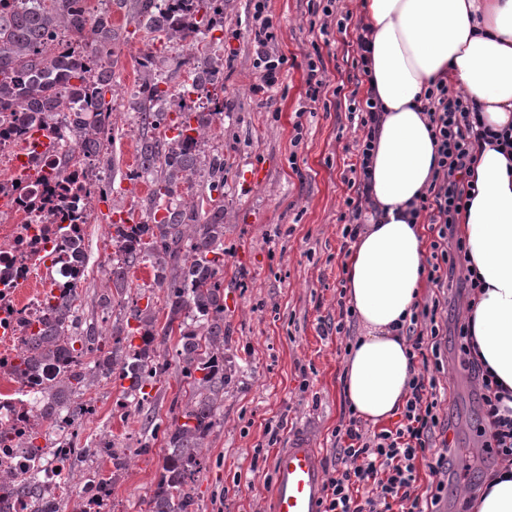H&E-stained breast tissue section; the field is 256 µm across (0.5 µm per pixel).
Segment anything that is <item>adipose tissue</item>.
I'll return each mask as SVG.
<instances>
[{
    "label": "adipose tissue",
    "instance_id": "obj_1",
    "mask_svg": "<svg viewBox=\"0 0 512 512\" xmlns=\"http://www.w3.org/2000/svg\"><path fill=\"white\" fill-rule=\"evenodd\" d=\"M369 87L383 107L370 159L372 209L345 259L359 334L344 359L345 396L377 425L403 408L411 378L404 330L424 285L426 247L413 208L435 174L419 99L431 81L463 87L488 128L512 125V0H362ZM477 193L458 220L483 286L468 313L475 356L512 390V154L482 145Z\"/></svg>",
    "mask_w": 512,
    "mask_h": 512
}]
</instances>
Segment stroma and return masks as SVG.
I'll return each mask as SVG.
<instances>
[{
	"instance_id": "obj_1",
	"label": "stroma",
	"mask_w": 512,
	"mask_h": 512,
	"mask_svg": "<svg viewBox=\"0 0 512 512\" xmlns=\"http://www.w3.org/2000/svg\"><path fill=\"white\" fill-rule=\"evenodd\" d=\"M265 7L280 23L276 51L287 58L274 88L254 89L260 69L248 28L252 0H224L217 32L224 118L212 126L207 147L224 152V289L234 295L233 308L224 312V346L237 371L224 390V423L211 438L195 485L198 512H269L279 449L303 437L319 449L324 469H332L336 427L348 414L341 381L347 339L337 334L336 323L349 249L340 215L351 194L346 164L356 143L336 89L352 90L360 76L355 28L363 23L361 0H265ZM344 16L352 29L341 34L335 23ZM112 20L128 38L112 70L117 99L107 148L116 159L114 190L92 202L78 299L81 322L106 335L121 313L96 302L108 286L105 260L114 251L108 215L142 221L151 190L135 177L140 131L131 95L144 77L139 62L153 45L123 10L113 9ZM312 61L329 87L315 102L306 83ZM250 173L258 176L251 185L245 182ZM441 358L439 387L447 395L441 417L454 445L468 450L469 480L477 486L493 466L477 436V395L456 362L453 337L443 338ZM85 398L96 413L85 421L81 443L106 433L120 448L135 451L112 489L108 512H143L159 476L161 437L125 417L120 381H99ZM275 422L280 430L272 444L266 430Z\"/></svg>"
}]
</instances>
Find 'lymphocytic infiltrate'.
Instances as JSON below:
<instances>
[{
    "instance_id": "lymphocytic-infiltrate-1",
    "label": "lymphocytic infiltrate",
    "mask_w": 512,
    "mask_h": 512,
    "mask_svg": "<svg viewBox=\"0 0 512 512\" xmlns=\"http://www.w3.org/2000/svg\"><path fill=\"white\" fill-rule=\"evenodd\" d=\"M279 29L266 14L263 0H255L251 33L257 59L263 65L262 87L272 88L285 63L273 46ZM429 131L437 149L435 177L420 210L429 212L436 232L427 260V279L442 286L450 272L464 274L467 293L481 283L469 266L463 242L456 238V217L471 201L473 185L467 178L476 149L485 143L512 145V129L487 128L477 104L464 89L449 90L438 81L424 91ZM347 119L356 134V158L350 163L349 184L355 190L346 198L342 236L355 240L360 229L363 205L369 194V160L382 108L373 95L347 96ZM438 302L414 309L409 332L414 338L409 351L412 377L406 404L392 428L364 429L356 418L341 422L335 431L336 464L325 483L323 512H431L445 490L443 478L458 471L464 455L453 446L441 420V393L436 378L443 363L438 337ZM452 334L457 345V362L474 380L479 394L482 422L477 433L481 445L499 466H512V391L495 381L488 368L472 354L474 338L465 321L455 322ZM427 465L432 481L420 488V465Z\"/></svg>"
}]
</instances>
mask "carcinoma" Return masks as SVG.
<instances>
[{"instance_id":"carcinoma-1","label":"carcinoma","mask_w":512,"mask_h":512,"mask_svg":"<svg viewBox=\"0 0 512 512\" xmlns=\"http://www.w3.org/2000/svg\"><path fill=\"white\" fill-rule=\"evenodd\" d=\"M129 8L138 27L161 46L180 43L194 50L185 71L182 96L205 99L194 112H168L169 76L150 74L133 93L134 121L142 134L138 146L139 171L135 177L150 183L146 218L138 224L115 225V252L106 275L112 297L105 304L122 302L129 272L144 263L154 269L163 293L166 322L158 325L154 297L145 308L131 302L129 318L136 327L112 326V344L89 326L79 330L78 308L71 299L47 304L48 320L31 337L17 366L19 374L50 373L53 418L69 409L103 370L129 381L121 406L132 407L139 420L162 433V465L158 481L146 499V512H197L193 487L205 469L209 439L221 424L224 388L236 370L224 356V155L201 161V146L216 120L224 119V83L219 73L224 58L215 57L212 31L223 23L224 0H114ZM95 48L88 49L87 35ZM124 33L112 24L108 11L88 15L85 0H42L37 8L0 0V114L8 113L24 129L52 119L78 99L87 110L74 113L71 136L60 165L76 156L90 161L92 178L115 167L105 152L112 139L115 100L112 66L115 49ZM175 130L173 137L158 136L159 128ZM207 171L202 189L187 194L201 171ZM179 336L176 359L187 379L184 404L173 401L169 420L154 408L153 387L169 367L165 345ZM140 344H133L134 339ZM112 460V472L94 475L105 495L112 496L120 472L128 465L107 435L91 442ZM15 495L38 499L35 479L13 482Z\"/></svg>"}]
</instances>
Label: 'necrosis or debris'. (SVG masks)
<instances>
[{
	"label": "necrosis or debris",
	"instance_id": "4bbe7bcc",
	"mask_svg": "<svg viewBox=\"0 0 512 512\" xmlns=\"http://www.w3.org/2000/svg\"><path fill=\"white\" fill-rule=\"evenodd\" d=\"M0 157L11 172L0 178V480L38 477L40 497L24 501L0 489V512H53L64 491L84 490L83 512H98L104 495L93 473L71 467V441L89 415L83 404L51 423L40 414L46 380L17 376L18 356L46 315V297L69 298L82 285L85 265L75 258L87 226L69 223L54 201L87 195L83 161L54 166L53 153L0 123Z\"/></svg>",
	"mask_w": 512,
	"mask_h": 512
}]
</instances>
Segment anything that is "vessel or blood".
I'll list each match as a JSON object with an SVG mask.
<instances>
[{"instance_id": "b4317fda", "label": "vessel or blood", "mask_w": 512, "mask_h": 512, "mask_svg": "<svg viewBox=\"0 0 512 512\" xmlns=\"http://www.w3.org/2000/svg\"><path fill=\"white\" fill-rule=\"evenodd\" d=\"M274 471L271 512H320L324 479L317 449L293 439L277 454Z\"/></svg>"}]
</instances>
